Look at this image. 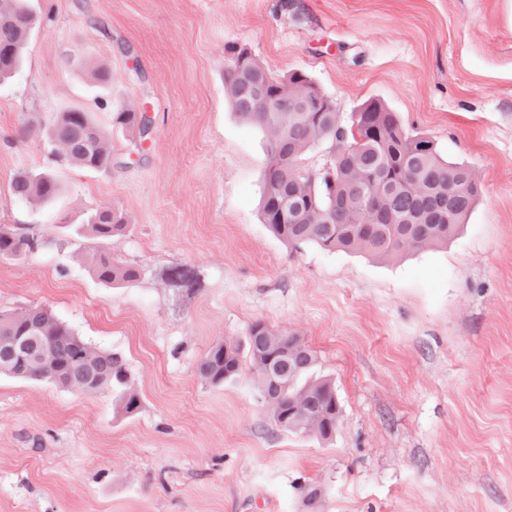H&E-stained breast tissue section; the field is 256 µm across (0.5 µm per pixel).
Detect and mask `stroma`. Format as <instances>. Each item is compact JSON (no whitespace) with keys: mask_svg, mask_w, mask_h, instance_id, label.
I'll return each instance as SVG.
<instances>
[{"mask_svg":"<svg viewBox=\"0 0 512 512\" xmlns=\"http://www.w3.org/2000/svg\"><path fill=\"white\" fill-rule=\"evenodd\" d=\"M22 68L0 81V224L35 239L0 259V313L49 309L121 353L140 397L0 374V512H512V0H30ZM273 75L306 72L342 115L377 99L475 170L448 245L384 261L298 248L260 215L267 141L233 113L229 46ZM111 75L100 82L99 72ZM106 128L112 168L68 163L56 113ZM151 132L113 124L118 110ZM52 172L54 203L13 177ZM122 212L101 241L82 225ZM141 268L115 286L94 255ZM186 265L192 294L163 280ZM295 332L341 406L329 440L283 431L250 371L196 366L253 322ZM85 225L93 237L101 240L111 239L129 228L125 215L112 208L94 210L89 214Z\"/></svg>","mask_w":512,"mask_h":512,"instance_id":"obj_1","label":"stroma"}]
</instances>
